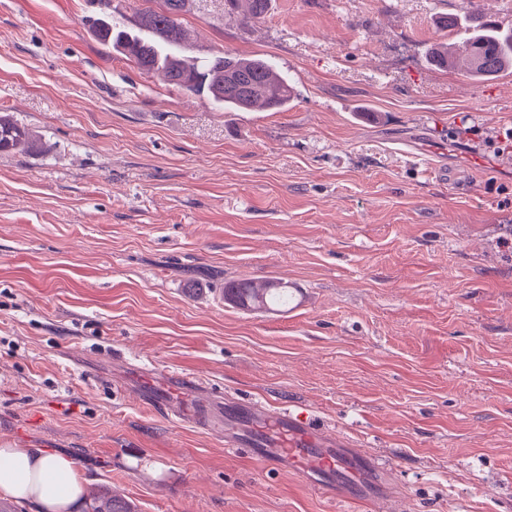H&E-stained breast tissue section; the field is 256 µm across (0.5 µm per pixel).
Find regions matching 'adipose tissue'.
Listing matches in <instances>:
<instances>
[{"label": "adipose tissue", "mask_w": 512, "mask_h": 512, "mask_svg": "<svg viewBox=\"0 0 512 512\" xmlns=\"http://www.w3.org/2000/svg\"><path fill=\"white\" fill-rule=\"evenodd\" d=\"M85 496L78 464L41 448L0 445V498L38 512H73Z\"/></svg>", "instance_id": "adipose-tissue-1"}]
</instances>
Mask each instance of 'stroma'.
Returning <instances> with one entry per match:
<instances>
[{
  "label": "stroma",
  "instance_id": "stroma-1",
  "mask_svg": "<svg viewBox=\"0 0 512 512\" xmlns=\"http://www.w3.org/2000/svg\"><path fill=\"white\" fill-rule=\"evenodd\" d=\"M91 0H0V443L136 512H359L143 407L137 367L303 412L375 463L368 512H512V69L430 62L512 0H191L193 55L272 60L231 112L106 54ZM297 288L285 312L228 280ZM29 131L10 112L0 113V153L11 152L28 140ZM287 282L264 281L256 283L246 280H231L224 283V300L244 311H273L293 297Z\"/></svg>",
  "mask_w": 512,
  "mask_h": 512
}]
</instances>
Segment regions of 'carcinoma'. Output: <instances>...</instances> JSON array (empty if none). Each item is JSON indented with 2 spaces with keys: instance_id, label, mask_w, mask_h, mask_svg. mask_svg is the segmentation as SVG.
I'll return each mask as SVG.
<instances>
[{
  "instance_id": "cac0c4a2",
  "label": "carcinoma",
  "mask_w": 512,
  "mask_h": 512,
  "mask_svg": "<svg viewBox=\"0 0 512 512\" xmlns=\"http://www.w3.org/2000/svg\"><path fill=\"white\" fill-rule=\"evenodd\" d=\"M240 1L246 4L244 18L251 20L263 18L269 3L225 0L232 6ZM92 2L99 5V12L91 19V29L101 46L187 94L203 96L219 107L238 111H283L293 99L288 81L266 59L225 54L200 60L189 55V33L181 22L188 0H162L160 9L141 12L131 25L112 14V0ZM475 27L467 44V73L489 78L512 67V32L501 33L497 24L482 16L477 17ZM28 138L29 131L11 113H0V153L15 150ZM292 297V287L282 281L224 282V301L244 311H272L288 304ZM87 512L134 510L125 499L102 488L92 495Z\"/></svg>"
}]
</instances>
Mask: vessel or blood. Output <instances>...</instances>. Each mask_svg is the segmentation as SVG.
<instances>
[{
  "label": "vessel or blood",
  "mask_w": 512,
  "mask_h": 512,
  "mask_svg": "<svg viewBox=\"0 0 512 512\" xmlns=\"http://www.w3.org/2000/svg\"><path fill=\"white\" fill-rule=\"evenodd\" d=\"M166 377L168 389H142L141 403L163 411L175 408L181 421L223 437L225 447L246 449L259 463L290 469L318 490L331 493L337 483L357 482L360 455L346 448L344 441L325 436L306 415L283 406L231 400L218 408L200 401L199 377L179 371L167 372Z\"/></svg>",
  "instance_id": "1"
}]
</instances>
